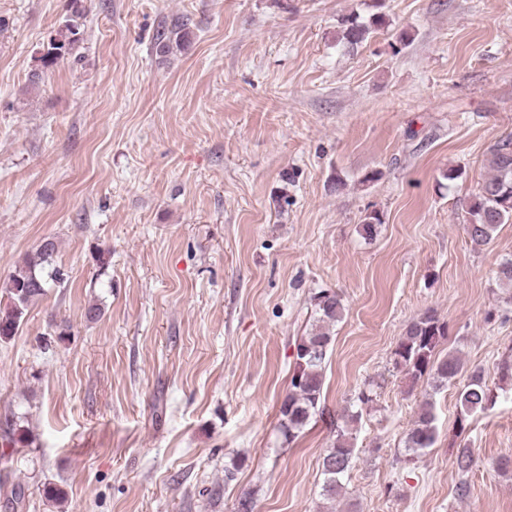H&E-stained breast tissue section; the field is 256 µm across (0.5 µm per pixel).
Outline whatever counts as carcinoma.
I'll return each instance as SVG.
<instances>
[{
	"label": "carcinoma",
	"mask_w": 512,
	"mask_h": 512,
	"mask_svg": "<svg viewBox=\"0 0 512 512\" xmlns=\"http://www.w3.org/2000/svg\"><path fill=\"white\" fill-rule=\"evenodd\" d=\"M70 10L69 19L42 50L40 60L44 69L72 54L79 41V19L84 16L81 0H71ZM382 24L381 15L363 21L360 16L350 14L342 19L343 39L352 47L366 40ZM188 37L186 23L177 20L157 34L155 48L161 54H169L182 48ZM490 167L492 176L472 195L468 204L469 223L465 225V231L475 250L489 245L499 226L512 221L511 138L507 137L491 148ZM380 224L382 219L379 212H369L360 225L361 235L368 240L373 239ZM56 252L54 242L47 249L39 246L11 274L6 287L9 302L0 309V341L16 334L28 307L45 295L49 283L62 280L63 273L55 263ZM496 281L499 286L512 291V258L499 264ZM323 294L324 291L320 290L312 297L313 323L299 341V347L305 349V353L296 355L290 389L279 407L280 427L290 440L304 429L312 417L324 413L323 371L332 350V327L342 319L345 305L338 293L334 292L326 298ZM447 335V323L440 319L435 310L426 311L407 326L393 352L392 365L414 382L427 380L435 392L455 384L461 377L465 378L459 391L457 432L448 442V447L456 449L454 464L457 471L465 477L475 465V456L468 445L458 443L457 439L465 431V422L470 416L494 407L499 393L512 392V351L498 363V383L493 388L482 370L467 367L458 354L450 351L442 357L437 355V347ZM371 402L373 391L369 388L360 390L350 398L340 421L336 422L334 442L323 453L321 496L329 503L336 502V497L345 489L344 481L357 455L353 430L362 417L364 407ZM437 437L435 407L432 399L428 398L418 405L407 431L404 441L406 460L419 458L435 444Z\"/></svg>",
	"instance_id": "carcinoma-1"
}]
</instances>
